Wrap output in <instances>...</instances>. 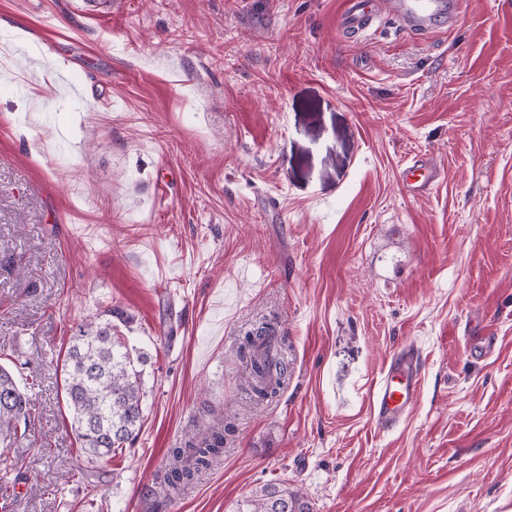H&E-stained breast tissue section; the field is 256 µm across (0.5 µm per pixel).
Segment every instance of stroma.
I'll list each match as a JSON object with an SVG mask.
<instances>
[{
	"label": "stroma",
	"instance_id": "stroma-1",
	"mask_svg": "<svg viewBox=\"0 0 512 512\" xmlns=\"http://www.w3.org/2000/svg\"><path fill=\"white\" fill-rule=\"evenodd\" d=\"M341 9L0 0V364L37 398L11 512H233L268 483L314 512H512V0L360 39ZM111 306L145 422L97 460L59 364ZM272 319L292 373L257 404L236 352ZM409 344L387 430L371 396ZM224 418L220 465L167 498L169 449ZM405 190L409 194L424 195L429 193L438 178L437 168L426 158H416L404 171ZM416 178V179H411ZM419 388L416 356L410 347H406L372 394V411L383 428L389 430L399 424L403 411L414 402Z\"/></svg>",
	"mask_w": 512,
	"mask_h": 512
}]
</instances>
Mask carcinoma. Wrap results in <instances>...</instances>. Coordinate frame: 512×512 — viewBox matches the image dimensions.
<instances>
[{
    "mask_svg": "<svg viewBox=\"0 0 512 512\" xmlns=\"http://www.w3.org/2000/svg\"><path fill=\"white\" fill-rule=\"evenodd\" d=\"M118 309L104 311L106 319L79 326L62 360V389L72 426L81 448L92 458H104L131 443L143 421L140 356L127 337L112 324ZM290 345L272 323L248 332L238 348L244 365V389L257 402L275 399L290 376ZM34 399L13 373L0 366V445L8 448L25 437ZM230 423L207 426L168 452L164 469L167 494L173 496L203 477L224 452V433ZM234 512H313L309 500L284 484H266L237 501Z\"/></svg>",
    "mask_w": 512,
    "mask_h": 512,
    "instance_id": "carcinoma-1",
    "label": "carcinoma"
}]
</instances>
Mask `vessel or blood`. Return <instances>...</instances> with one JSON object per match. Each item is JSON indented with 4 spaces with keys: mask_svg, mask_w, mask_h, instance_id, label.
<instances>
[{
    "mask_svg": "<svg viewBox=\"0 0 512 512\" xmlns=\"http://www.w3.org/2000/svg\"><path fill=\"white\" fill-rule=\"evenodd\" d=\"M462 0H343L338 29L344 34H359L372 27L381 13H388L398 25L414 33L427 34L433 28L453 23ZM405 190L410 194L429 193L438 178L437 168L417 158L404 170ZM420 388L416 356L404 348L372 394L371 406L380 425L392 429L411 405Z\"/></svg>",
    "mask_w": 512,
    "mask_h": 512,
    "instance_id": "1",
    "label": "vessel or blood"
}]
</instances>
